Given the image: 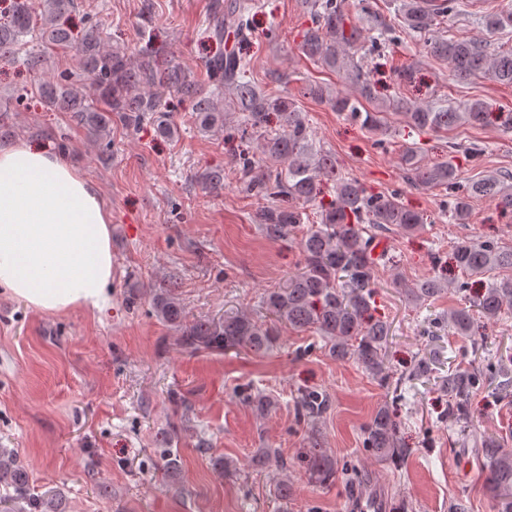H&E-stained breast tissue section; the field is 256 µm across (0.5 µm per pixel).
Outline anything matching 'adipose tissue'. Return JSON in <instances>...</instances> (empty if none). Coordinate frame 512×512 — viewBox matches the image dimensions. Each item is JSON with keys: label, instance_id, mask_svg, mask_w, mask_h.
Listing matches in <instances>:
<instances>
[{"label": "adipose tissue", "instance_id": "adipose-tissue-1", "mask_svg": "<svg viewBox=\"0 0 512 512\" xmlns=\"http://www.w3.org/2000/svg\"><path fill=\"white\" fill-rule=\"evenodd\" d=\"M0 290L46 313L112 301L111 215L93 181L48 147H0Z\"/></svg>", "mask_w": 512, "mask_h": 512}]
</instances>
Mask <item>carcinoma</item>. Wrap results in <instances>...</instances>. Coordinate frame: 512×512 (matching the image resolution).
I'll return each mask as SVG.
<instances>
[{"instance_id":"cac0c4a2","label":"carcinoma","mask_w":512,"mask_h":512,"mask_svg":"<svg viewBox=\"0 0 512 512\" xmlns=\"http://www.w3.org/2000/svg\"><path fill=\"white\" fill-rule=\"evenodd\" d=\"M302 2L310 24L301 33L299 50L317 65L350 79L358 90V96L351 97L340 90L333 93L309 84L303 95L326 101L335 111L378 136V141H384L391 115L401 117L418 131L436 132L460 125L481 127L492 117L488 105L478 99L457 106H432L403 97L392 101L379 98L368 79L369 57L395 41L396 29L370 13L366 5L358 24L344 9V0ZM455 4L456 0H404L402 30L422 40L427 55L447 62L455 79H475L490 73L495 80L512 85V48L491 54L485 45L450 33L427 37L437 18L453 12ZM76 6L75 0H43V11L38 13L30 0H14L8 14L0 19V58H13L25 37L33 33L47 48L70 47L71 34L56 23V18ZM254 6V0H216L203 35L221 40L230 31L245 36L246 15ZM484 24L491 31L512 27V9L487 15ZM76 51L81 74L89 77L88 83L81 80V74L67 71L47 75L42 71L41 54H29L26 63L39 79L40 95L47 108L72 113L100 140L108 137L115 123L135 131L149 122L157 134L171 136L175 128L168 116L176 102L191 106L204 132L224 129L226 110L240 113L242 133L260 140L262 150L260 160L245 158L241 162L243 190L269 201L256 212L255 223L264 225L269 235L280 237L303 223V206L313 203L318 209V221L300 239L303 268L285 285L265 295L267 309L276 321L294 329L318 331L336 359H356L380 381H387L383 349L390 327L368 315L377 259L373 236H363V225L384 228L391 224L415 231L424 224V215L407 207L399 193L371 194L356 178L342 173L333 155L315 147L312 127L296 102L259 88L248 61L236 54L207 61L208 85L204 86L150 47L144 49L143 59L136 64L117 50L105 49L94 26L85 31ZM272 113L281 117L280 128L274 132L266 129ZM403 162L413 184L448 190L445 212L454 224L467 223L471 201L478 197L492 199L512 212V185L505 186L494 177L466 182L456 164L448 160L425 164L415 147L407 149ZM200 183L209 190L224 188V170L202 174ZM454 259L467 276L512 269V249L491 242L475 245L462 241L454 248ZM394 284L413 301H425L441 291L440 285L431 280L410 286L396 278ZM506 305L512 307V276L494 277L476 307L483 315L497 318ZM152 306L159 320L178 329V344L192 352L245 347L260 353L276 337L275 328L245 314H227L216 322H187L174 284L155 291ZM471 322L472 316L465 308L448 316L449 328L461 336L467 335ZM475 383L473 372L451 373L448 394L460 396ZM299 403L304 415L311 417L318 413L322 397L306 393ZM397 431V423L385 408L371 419L365 429V446L378 461L396 463L406 455V449L399 447ZM478 455L486 467L488 486L505 500V512H512V449L490 440L483 442ZM161 460L164 474L176 483L181 474L178 451L161 449ZM273 460L280 468L288 469V461L270 448L259 449L251 464L262 469ZM301 462L308 476L318 483L336 476V461L319 448L301 455ZM13 502L25 504V512H65L59 495L50 491L31 495L26 467L13 450L0 448V507L9 512Z\"/></svg>"}]
</instances>
